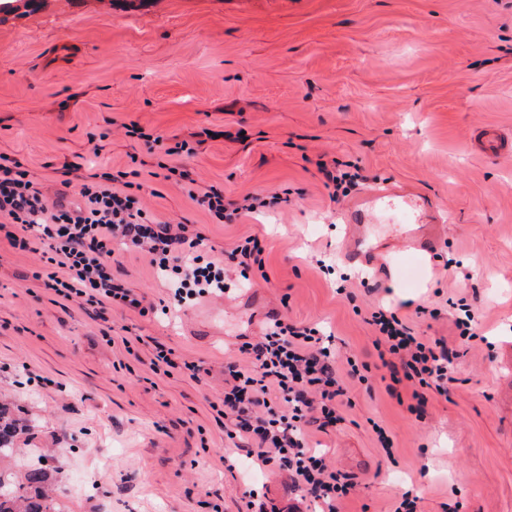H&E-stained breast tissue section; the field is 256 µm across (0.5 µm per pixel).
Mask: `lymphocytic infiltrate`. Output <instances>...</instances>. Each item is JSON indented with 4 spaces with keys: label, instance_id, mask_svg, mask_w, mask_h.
Here are the masks:
<instances>
[{
    "label": "lymphocytic infiltrate",
    "instance_id": "1",
    "mask_svg": "<svg viewBox=\"0 0 512 512\" xmlns=\"http://www.w3.org/2000/svg\"><path fill=\"white\" fill-rule=\"evenodd\" d=\"M112 173L82 184L85 208L71 211L50 204L28 169L15 161L0 163V236L13 249L41 250L45 286L57 297L106 315L112 307L143 311L142 299L115 281L112 246L142 252L169 291L170 307L226 290L224 261L210 255L202 237L182 224L161 222L144 207L143 197L114 185ZM190 200L219 224H234L262 207L255 196L225 200L223 192H190ZM375 344L395 384L412 387L414 412H422L427 391L448 395L455 383L456 353L440 339L413 334L393 311L372 312ZM253 355L247 368H230L224 394L214 408L234 416L238 434L253 441L264 467L288 472L302 499L321 512H339L356 484L332 469L323 449L308 446L304 426L317 415L322 427L343 419L346 381L367 383L354 359H341L315 326L274 319L261 340L245 341Z\"/></svg>",
    "mask_w": 512,
    "mask_h": 512
}]
</instances>
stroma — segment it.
Returning a JSON list of instances; mask_svg holds the SVG:
<instances>
[{
    "label": "stroma",
    "mask_w": 512,
    "mask_h": 512,
    "mask_svg": "<svg viewBox=\"0 0 512 512\" xmlns=\"http://www.w3.org/2000/svg\"><path fill=\"white\" fill-rule=\"evenodd\" d=\"M12 3L0 10V156L27 164L49 201L80 203L94 172L156 170L158 154L125 136L131 121L181 140L218 131L177 159L196 189L285 199L216 224L186 186L148 178L153 216L202 233L214 257L250 235L266 244L262 265L225 264L228 293L171 317L95 319L35 279L40 253L0 243V402L31 421L27 447L57 459L61 512H245L253 490L291 512L287 475L243 470L247 450L212 408L225 363H251L241 338L275 316L320 325L371 369L343 423L308 428L357 483L343 512H392L407 487L422 512H512V155L472 147L483 127L512 133V0ZM322 159L359 164L360 191L401 183L429 198L443 215L435 253L390 251L387 280L362 285L377 271L343 256V202ZM116 253L114 275L154 306L167 298L144 255ZM459 300L477 313L461 346ZM419 304L438 317L416 316ZM381 306L458 347L457 382L429 394L425 418L409 412L410 390L387 389L366 322ZM157 343L200 364V380L154 372Z\"/></svg>",
    "instance_id": "obj_1"
}]
</instances>
